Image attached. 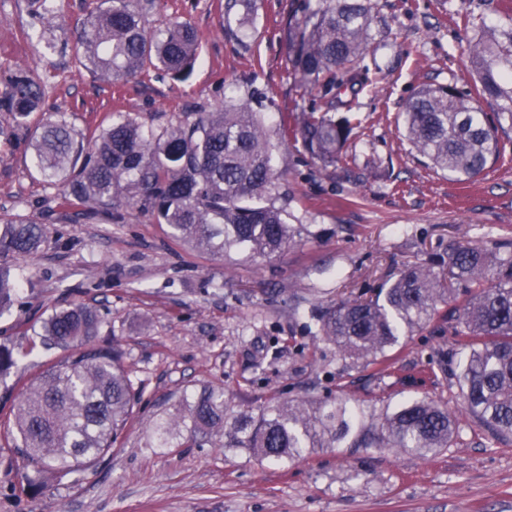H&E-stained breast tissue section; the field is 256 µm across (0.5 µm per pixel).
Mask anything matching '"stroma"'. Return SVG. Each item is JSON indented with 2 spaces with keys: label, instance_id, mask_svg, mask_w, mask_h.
Returning <instances> with one entry per match:
<instances>
[{
  "label": "stroma",
  "instance_id": "1",
  "mask_svg": "<svg viewBox=\"0 0 512 512\" xmlns=\"http://www.w3.org/2000/svg\"><path fill=\"white\" fill-rule=\"evenodd\" d=\"M160 0L146 25L189 22L199 60L187 82L149 74L110 85L75 64L71 32L87 0H0V58L46 77L48 108L91 133L129 116L155 130L224 102L251 99L269 131L310 111L312 94L294 66L290 33L308 0ZM395 37L378 47L384 77L353 102L358 121L346 149L353 162L321 169L301 145L275 143L278 200L300 243L272 260L224 258L171 238L150 213L125 223L72 221L56 212L55 189L33 169L28 131L0 138V217L42 221L44 243L23 258L33 274L18 304L0 315V340L17 366L0 380V414L58 350L35 346L24 328L75 305L98 310L99 344L117 349L139 394L112 452L74 477L20 488L23 463L0 436V512H512V437H494L461 405L452 374L420 382L423 368L454 353L451 305L425 329L401 337L383 376L342 368L334 344L310 335L315 308L371 299L406 266L452 243L512 237V141L508 162L468 186L426 167L400 131L404 103L425 85L469 87L466 14L500 24L512 0H373ZM222 387L237 408L270 396L331 398L338 392L379 416L412 397L447 403L457 435L419 456L380 448H328L288 463L260 460L187 436L153 442L154 422L183 394Z\"/></svg>",
  "mask_w": 512,
  "mask_h": 512
}]
</instances>
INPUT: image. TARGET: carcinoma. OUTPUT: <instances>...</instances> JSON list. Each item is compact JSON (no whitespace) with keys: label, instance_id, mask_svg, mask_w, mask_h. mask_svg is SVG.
<instances>
[{"label":"carcinoma","instance_id":"1","mask_svg":"<svg viewBox=\"0 0 512 512\" xmlns=\"http://www.w3.org/2000/svg\"><path fill=\"white\" fill-rule=\"evenodd\" d=\"M371 0H318L291 37L295 66L313 93V105L288 138L324 170L344 160L353 124L352 102L369 80L374 41ZM472 86L428 85L402 112L404 137L435 170L467 183L505 158L499 133L512 129V13L502 29L473 27L469 43ZM79 66L107 82H132L154 66L176 80L191 74L197 55L194 29L175 21L160 35L145 24L140 0H90L74 39ZM0 112L22 129L41 111L44 89L23 68L3 67ZM498 102L493 114L480 103ZM33 168L58 189L59 210L75 217L103 213L125 222L138 205L176 241L227 257L271 259L301 241L302 227L285 222L275 205L277 173L269 133L246 99L191 123L157 132L133 118L113 121L87 138L58 114L30 140ZM41 223L26 216L0 219V314L15 304L23 266L7 263L36 252ZM466 288L458 336L460 397L465 409L499 437L512 436V239L488 245H448L444 256L410 265L370 300H343L313 316L314 336L336 345V359L380 375L402 335L429 324L437 304ZM101 319L78 305L58 310L33 330L42 344L66 352L22 389L14 405V450L34 494L43 480L63 479L94 466L133 416L138 400L119 351L94 344ZM16 366L14 347L0 342V379ZM455 421L446 405L409 400L366 423L364 410L344 396L273 398L257 411H235L224 389L183 396L174 411L155 421L157 448L178 434L219 438L280 463L324 448H383L426 455L452 445Z\"/></svg>","mask_w":512,"mask_h":512}]
</instances>
